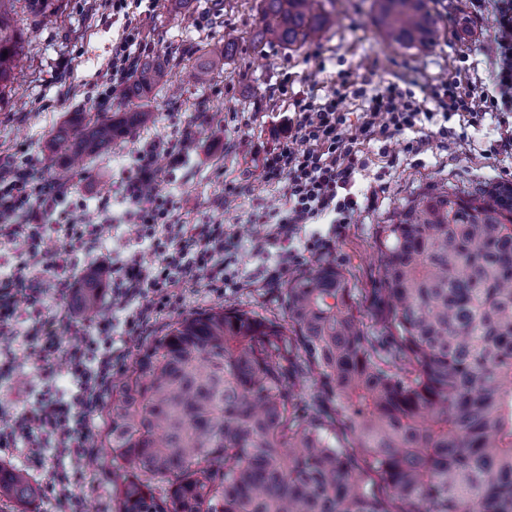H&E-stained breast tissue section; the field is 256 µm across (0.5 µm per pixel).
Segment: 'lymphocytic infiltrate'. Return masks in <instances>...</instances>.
Listing matches in <instances>:
<instances>
[{
	"label": "lymphocytic infiltrate",
	"instance_id": "1",
	"mask_svg": "<svg viewBox=\"0 0 512 512\" xmlns=\"http://www.w3.org/2000/svg\"><path fill=\"white\" fill-rule=\"evenodd\" d=\"M494 32L489 85L462 86L445 79L429 84L436 109L420 113L415 103L390 83L366 99L357 120L340 112L336 98L307 101L288 119V134L273 148L264 150L260 177L267 183H283V206L274 212L253 213L261 225L258 248L292 241L297 231L314 220L333 219L331 234L312 236L302 252H289L298 263L302 254L320 257L332 247L333 235L351 223L362 204H376L384 188L375 185L365 195L354 190L367 168L362 156L365 143L389 140L421 121L442 118L440 136H447V119L459 115L471 125H481L487 114L512 112V0H496L492 17ZM138 26L126 23L112 46V65L103 76L107 94H114L134 72L131 48L141 43ZM189 137L147 143L122 178L118 191L128 207L131 240L139 251L113 264L109 287L124 312L120 336L112 334L111 310H103L94 322L72 316H48L42 312L46 288L68 298L76 287L68 269L74 253L98 249L109 221V206L95 209L68 203L67 183L40 174L32 162L0 161V243L12 245L17 263L0 276V338L15 334L17 309L26 305L30 324L23 346L37 365L42 393L36 404L22 414L0 420V446L18 443L28 450L32 467L43 465V451L62 448L72 459L70 467L53 471L48 487L59 512H82V499L74 491L80 478L78 462L93 446L88 419L101 404L112 372L123 357L122 343L142 336L155 312L182 300L187 281L213 292H223L232 277L227 255L236 238L223 224H184L179 203L173 198L149 194V184L161 178L159 155L180 162ZM56 236L57 251L43 248L47 236ZM78 337L67 347L64 337Z\"/></svg>",
	"mask_w": 512,
	"mask_h": 512
}]
</instances>
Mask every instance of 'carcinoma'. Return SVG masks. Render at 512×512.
<instances>
[{
  "label": "carcinoma",
  "instance_id": "carcinoma-1",
  "mask_svg": "<svg viewBox=\"0 0 512 512\" xmlns=\"http://www.w3.org/2000/svg\"><path fill=\"white\" fill-rule=\"evenodd\" d=\"M57 18L67 0H0V104L22 51L15 4ZM389 42L430 43V0H374ZM323 0H261L260 44L305 45ZM205 52L197 82L224 65ZM171 78L143 64L127 102ZM151 113H74L49 149L66 175ZM375 288L322 259L288 278L280 314L230 304L137 347L105 401L103 449L131 466L115 512H512V183L434 189L382 225ZM106 278L73 300L93 319ZM371 324L360 318V298ZM39 486L0 464V499Z\"/></svg>",
  "mask_w": 512,
  "mask_h": 512
}]
</instances>
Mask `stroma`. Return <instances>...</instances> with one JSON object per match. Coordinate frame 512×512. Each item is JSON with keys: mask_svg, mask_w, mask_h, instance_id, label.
<instances>
[{"mask_svg": "<svg viewBox=\"0 0 512 512\" xmlns=\"http://www.w3.org/2000/svg\"><path fill=\"white\" fill-rule=\"evenodd\" d=\"M260 0H189L171 8L157 0L154 10L141 18L146 45L141 59H170L171 85L156 87L140 99L141 109L152 112L147 125L131 129L122 140L96 159L83 162L68 177L72 201L95 207L100 197L112 198V213L121 216L126 205L113 188L135 162L137 150L153 140L189 134L193 150L179 164L159 156L160 194L177 199L182 219L199 224L224 221L237 237L232 257L237 274L224 293L189 286L181 303L162 311L150 323L147 336L161 335L167 324L211 307L248 304L261 312H278L279 287L268 285L264 271L283 260L281 248L258 253L253 248L250 217L255 210H273L282 203V188L258 180L242 182L232 203L224 201L225 180L254 169L250 150L275 144L284 134L282 118L297 111L300 101L341 91L343 81L370 90L394 81L406 72L411 83L399 89L412 93L423 110H430L424 85L437 78L469 83L486 76L489 43L481 23L461 13L459 0H435L441 19L440 38L428 45L399 47L383 40L372 22V0H327L331 23L321 37L298 50L276 43L256 45ZM14 25L27 32L23 56L4 103L0 104V157L37 160L43 174L57 177L48 150L51 131L72 113L87 117L124 111L118 99H103L97 74L112 60V40L118 25L112 22V0H68L55 22L34 26L30 14L16 11ZM232 43L223 70L203 81H181L182 72L198 63L199 49ZM496 118L481 128H467V140L442 143L432 136L427 152L406 151V137L388 141L385 150L367 147L371 172L384 175L385 193L379 205L355 214L332 246L356 287L369 288L378 279L377 239L394 212L433 188L470 191L479 186L512 182V154L486 151L496 138ZM11 356L17 371L0 382V415H17L29 408L42 391L32 380V362L18 344L0 339V354ZM79 492L84 512H112L111 459L89 449L81 461Z\"/></svg>", "mask_w": 512, "mask_h": 512, "instance_id": "stroma-1", "label": "stroma"}]
</instances>
